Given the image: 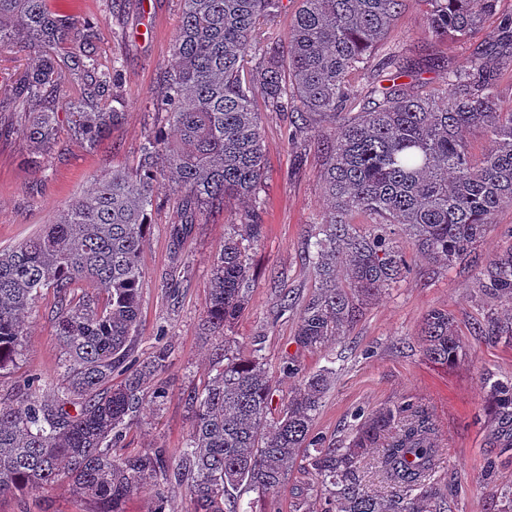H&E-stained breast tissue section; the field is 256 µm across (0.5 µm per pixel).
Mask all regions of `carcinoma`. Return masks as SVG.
I'll use <instances>...</instances> for the list:
<instances>
[{"mask_svg":"<svg viewBox=\"0 0 512 512\" xmlns=\"http://www.w3.org/2000/svg\"><path fill=\"white\" fill-rule=\"evenodd\" d=\"M181 26L175 68L153 106L166 113L177 137L145 138L136 165L112 170L72 201L43 230L0 250V370L14 365L27 339L26 316L42 292L53 290L55 336L64 360L54 398L20 397L0 407V494L46 490L69 481L94 512H123L144 484L157 485L154 512H166L167 489L185 488L194 512H243L240 492L272 495L298 456L316 483L307 496L314 512H448L436 480L437 429L427 408L403 401L356 414L355 435L343 448L312 434V423L333 380L323 369L301 380L279 413L273 382L259 357L229 351L224 336L248 305L250 267L242 240H224L212 268L205 326L221 338L223 365L187 395L192 431L175 457L163 448L117 457L125 425L146 403L145 378L170 365L157 347L132 359L145 272L140 253L153 202L167 175L183 194L184 221L231 198L259 193L265 178L261 123L255 101L293 108L308 129L312 117L331 123L321 173L333 212L314 243L321 288L304 303L294 336L306 350L341 339L359 302L410 273L406 248L449 266L483 238L498 209L512 205V105L501 99L500 63L491 51L512 50V14L499 0H422L431 38L469 41L498 17L486 42L464 67L448 65V80L424 95L409 92L426 67L392 56L373 64L375 50L398 20L404 0H299L287 41L271 22L281 0H178ZM260 46L259 61L248 53ZM36 58L8 88L29 112L21 129L39 167L61 133L92 149L121 119L122 61L101 62L98 30L78 13L61 14L48 0H0V52ZM82 86L61 99L65 77ZM486 129L492 147L471 156L461 132ZM375 216L378 227L356 232L346 217ZM399 225L405 240L396 237ZM344 256L350 287L336 282ZM92 280L95 292L78 293ZM483 291L512 304V250L491 260ZM488 332L512 343V322L487 317ZM427 360L455 363L462 352L453 315L432 309L421 326ZM124 378L114 384L112 377ZM488 409L512 426V378L489 384ZM383 448L375 468L394 493L384 498L365 483L363 462ZM499 512H512V483L496 486Z\"/></svg>","mask_w":512,"mask_h":512,"instance_id":"obj_1","label":"carcinoma"}]
</instances>
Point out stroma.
<instances>
[{
  "label": "stroma",
  "mask_w": 512,
  "mask_h": 512,
  "mask_svg": "<svg viewBox=\"0 0 512 512\" xmlns=\"http://www.w3.org/2000/svg\"><path fill=\"white\" fill-rule=\"evenodd\" d=\"M78 11L95 24L103 62L123 61L126 107L119 124L91 150L62 136L52 156L35 168L27 165L31 147L21 133L28 116L10 96L0 94V250L39 232L92 182L113 168L133 165L147 135L172 136L165 113L155 112L147 95L159 88L171 69L179 27L177 0H76ZM421 0H405L402 13L375 55L384 63L399 55L415 63L432 62L424 74L432 85L443 83L448 64L465 65L467 43L432 40L422 27ZM266 179L259 201L229 200L192 225L181 244L172 228L183 213L172 185L158 193L141 254L145 278L140 293L139 336L133 356L144 360L157 346L170 349L166 373L147 380L146 392L169 386L162 405L146 404L130 421L123 453L163 448L176 454L192 429V412L184 392L201 388L218 367V340L203 329L211 288V266L235 224L251 219L260 235L248 248L249 305L227 328L238 353L248 354L255 338L263 340V364L276 386L275 403L287 402L300 377L284 373L295 357L307 376L330 367L336 377L314 418L312 429L336 446L352 435L356 410L393 407L411 399L424 404L438 429L441 488L451 512H495L489 494L494 484L512 483V448L496 441L494 417L486 409L485 380L512 376V346L494 342L479 330L488 315H504V303L489 299L480 284L489 261L512 249V206L500 209L484 237L461 263L445 267L410 257L412 271L385 293L363 304L345 338L321 350L298 348L294 341L298 310L281 309L290 294L307 300L319 277L309 263L308 246L330 211L320 173L325 162L320 141L327 128L316 120L304 147L289 137L291 115L261 110ZM179 277L178 297H171L172 277ZM54 295L44 292L28 317V336L15 369L0 373V404L16 403L24 375L44 377L36 393L52 399L63 351L55 338ZM434 308L450 311L461 336L463 353L444 367L428 361L418 337L419 325ZM312 477L294 465L286 485L266 497L241 496L243 512H296L301 491ZM91 504L59 485L28 495L0 496V512H91Z\"/></svg>",
  "instance_id": "stroma-1"
}]
</instances>
